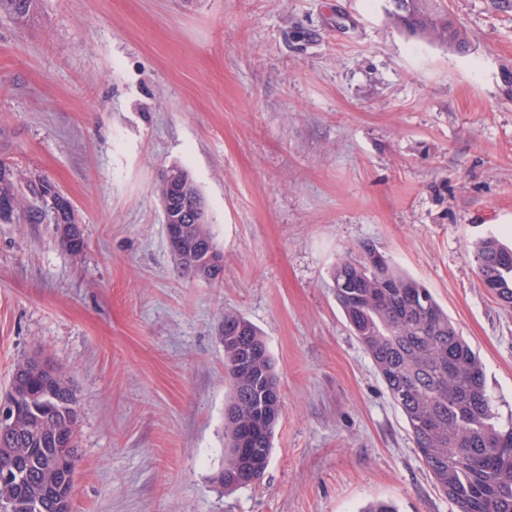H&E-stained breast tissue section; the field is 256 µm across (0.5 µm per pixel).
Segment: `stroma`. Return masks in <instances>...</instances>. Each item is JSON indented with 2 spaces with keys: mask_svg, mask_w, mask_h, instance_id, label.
I'll return each mask as SVG.
<instances>
[{
  "mask_svg": "<svg viewBox=\"0 0 512 512\" xmlns=\"http://www.w3.org/2000/svg\"><path fill=\"white\" fill-rule=\"evenodd\" d=\"M468 51L390 0H41L0 14V158L72 201L85 247L0 223V392L50 357L81 402L72 512H457L329 287L371 246L430 289L512 419V306L467 255L512 241V0H444ZM185 169L224 255L181 275L159 185ZM263 333L284 410L225 491V311ZM39 3V0H0V12H7L17 20L27 22L37 15Z\"/></svg>",
  "mask_w": 512,
  "mask_h": 512,
  "instance_id": "35a3bbf8",
  "label": "stroma"
}]
</instances>
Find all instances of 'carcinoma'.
I'll return each mask as SVG.
<instances>
[{
	"instance_id": "1",
	"label": "carcinoma",
	"mask_w": 512,
	"mask_h": 512,
	"mask_svg": "<svg viewBox=\"0 0 512 512\" xmlns=\"http://www.w3.org/2000/svg\"><path fill=\"white\" fill-rule=\"evenodd\" d=\"M394 21L410 35L461 51L460 30L443 0H397ZM39 0H0V12L27 22ZM50 184L0 158V202L16 200L1 224L22 220L40 224L34 203ZM56 234L63 248L80 253L85 241L64 224L76 215L71 200L60 197ZM180 271L201 279L202 246L217 249L210 224L187 210ZM471 254L480 280L497 284L496 296L512 305V247L493 234L476 240ZM336 302L353 335L370 355L387 390L403 413L415 447L435 486L458 512H512V425L498 422L486 390L484 364L432 293L398 271L377 250L336 263L331 274ZM224 371L231 398L224 409V489L258 477L269 465L279 414L266 415L265 390L278 388L274 365L261 332L243 316L224 313ZM5 398L20 400L16 433L0 435V470L14 455L26 456L30 481L24 490L0 484V501L37 499L45 487L79 462L77 426L81 404L76 391L52 361L27 358L17 363Z\"/></svg>"
}]
</instances>
